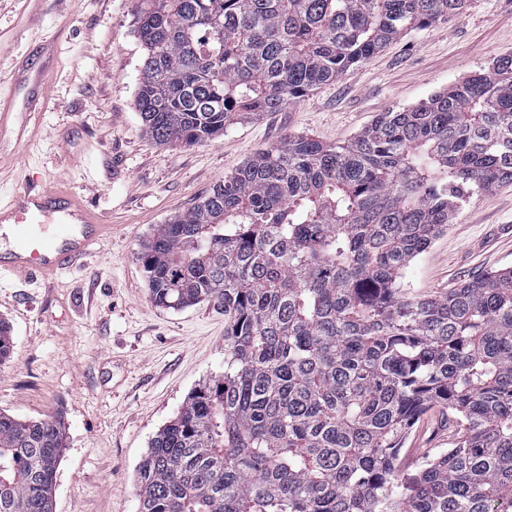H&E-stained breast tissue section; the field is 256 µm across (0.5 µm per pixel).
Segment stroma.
I'll return each mask as SVG.
<instances>
[{"instance_id":"obj_1","label":"stroma","mask_w":512,"mask_h":512,"mask_svg":"<svg viewBox=\"0 0 512 512\" xmlns=\"http://www.w3.org/2000/svg\"><path fill=\"white\" fill-rule=\"evenodd\" d=\"M0 0V89L39 44L51 45L53 87L35 112L17 109L0 134V199L21 186L82 196L110 233L84 265L55 278L0 276V319L13 353L0 364V411L21 420L62 414L66 446L54 512H138L136 468L188 393L224 370V313L152 300L141 242L192 209L241 164L291 135L348 141L379 113L407 108L512 54V0H470L465 13L409 31L340 79L280 111L238 119L201 145H160L135 97L144 50L134 0H52L22 24ZM512 266V184L475 195L406 269L429 296ZM432 412L407 435L403 468L447 448Z\"/></svg>"}]
</instances>
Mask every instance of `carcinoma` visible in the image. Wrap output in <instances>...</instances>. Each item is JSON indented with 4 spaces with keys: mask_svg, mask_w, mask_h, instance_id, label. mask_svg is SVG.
Returning a JSON list of instances; mask_svg holds the SVG:
<instances>
[{
    "mask_svg": "<svg viewBox=\"0 0 512 512\" xmlns=\"http://www.w3.org/2000/svg\"><path fill=\"white\" fill-rule=\"evenodd\" d=\"M146 134L203 144L468 0H136ZM512 183V55L348 143L290 136L139 254L153 301L224 311V371L136 469L139 512H512V268L418 296L407 267L459 202ZM0 319V363L12 354ZM448 409L451 447L401 440ZM62 416L0 412V512H53ZM441 414L438 410L428 414L405 438L400 457L406 470H413L425 456L450 448L448 423Z\"/></svg>",
    "mask_w": 512,
    "mask_h": 512,
    "instance_id": "obj_1",
    "label": "carcinoma"
}]
</instances>
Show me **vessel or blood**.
<instances>
[{
    "mask_svg": "<svg viewBox=\"0 0 512 512\" xmlns=\"http://www.w3.org/2000/svg\"><path fill=\"white\" fill-rule=\"evenodd\" d=\"M49 89L47 68L26 59L10 90L0 92V131L17 106L36 110ZM0 271L50 278L79 265L107 232V225L79 196L59 189L24 190L0 204Z\"/></svg>",
    "mask_w": 512,
    "mask_h": 512,
    "instance_id": "obj_1",
    "label": "vessel or blood"
}]
</instances>
